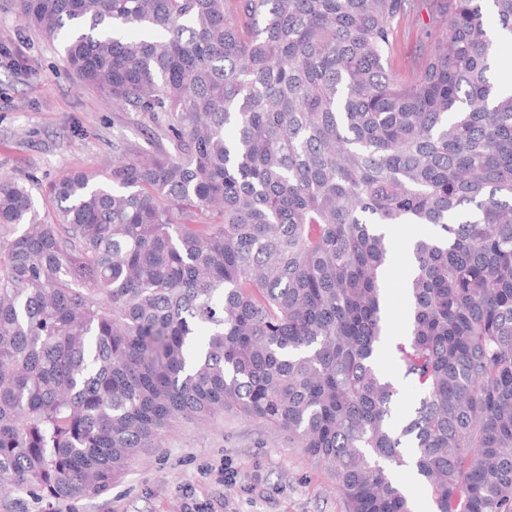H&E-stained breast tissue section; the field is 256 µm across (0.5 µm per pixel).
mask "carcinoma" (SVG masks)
<instances>
[{"instance_id":"obj_1","label":"carcinoma","mask_w":512,"mask_h":512,"mask_svg":"<svg viewBox=\"0 0 512 512\" xmlns=\"http://www.w3.org/2000/svg\"><path fill=\"white\" fill-rule=\"evenodd\" d=\"M407 0H17L112 106L176 144L0 179V492L96 495L180 421L262 419L348 512H512V0H446L416 74ZM412 246L379 367L385 229ZM445 0H410L407 10L395 24L391 49L387 57L388 69L399 78H407L419 66L424 53L430 48L432 26H440L443 17L439 6ZM498 56L500 65L494 72V78L502 84H512V42H501L498 46ZM430 232L427 226L403 227L394 230L391 235V265L393 273L389 277L386 288L388 296V336L382 348L384 357L380 367L387 373L397 375L395 363L391 357L397 343L406 335L407 305L402 295V281L410 273V254L412 239Z\"/></svg>"}]
</instances>
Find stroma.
<instances>
[{"label": "stroma", "mask_w": 512, "mask_h": 512, "mask_svg": "<svg viewBox=\"0 0 512 512\" xmlns=\"http://www.w3.org/2000/svg\"><path fill=\"white\" fill-rule=\"evenodd\" d=\"M442 0H410L398 19L387 57L389 70L407 78L440 26ZM0 175L31 174L50 182L74 169L108 173L114 157L168 147L152 143L155 120L112 109L97 90L83 86L62 62L58 43L24 28L16 0H0ZM425 226L391 236L393 273L386 288L388 336L381 368L406 335L402 281L410 272L412 239ZM347 512L333 475L319 467L287 434L260 419L227 412L206 424L183 422L161 447L142 451L108 491L65 501L22 493L0 495V512Z\"/></svg>", "instance_id": "stroma-1"}]
</instances>
